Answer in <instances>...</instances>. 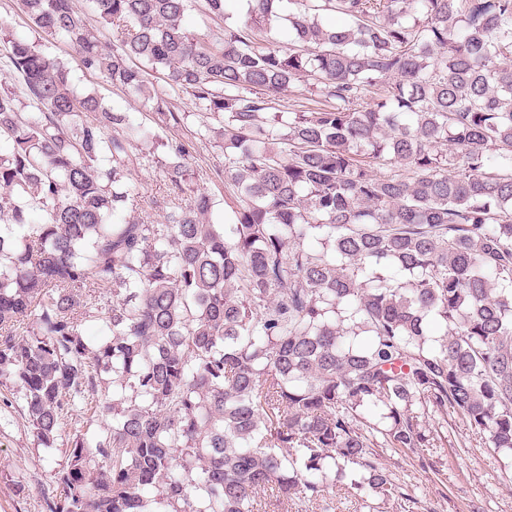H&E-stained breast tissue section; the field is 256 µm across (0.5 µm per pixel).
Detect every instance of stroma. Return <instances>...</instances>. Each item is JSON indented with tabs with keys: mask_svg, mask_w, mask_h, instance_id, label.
<instances>
[{
	"mask_svg": "<svg viewBox=\"0 0 512 512\" xmlns=\"http://www.w3.org/2000/svg\"><path fill=\"white\" fill-rule=\"evenodd\" d=\"M0 21L8 27L0 34V84L14 85L9 68L8 36L31 37L18 0H0ZM45 51L62 60L78 93H95L114 110L128 113L133 122L152 123L151 114L142 112L138 102L113 88L101 78L84 72L77 63L76 50L60 40L47 42ZM157 95L183 112L181 126L171 136L188 141L192 166L199 185L216 199L213 220L229 221L231 190L216 170L224 163L219 147L200 138L206 120L188 95H175L163 73H154ZM111 416L85 417L82 408L70 410L61 420L60 433L53 445H40L26 419L23 394L16 385H0V512H44L45 498L59 489L57 473L66 462L68 435L74 428L88 426L90 434L101 433ZM431 445L421 454L384 450L380 461L399 484L412 504L401 510L396 500L377 496L361 500L354 496L350 479H336V512H512V456L490 448L486 434L463 423L455 415H432L426 422Z\"/></svg>",
	"mask_w": 512,
	"mask_h": 512,
	"instance_id": "1",
	"label": "stroma"
}]
</instances>
